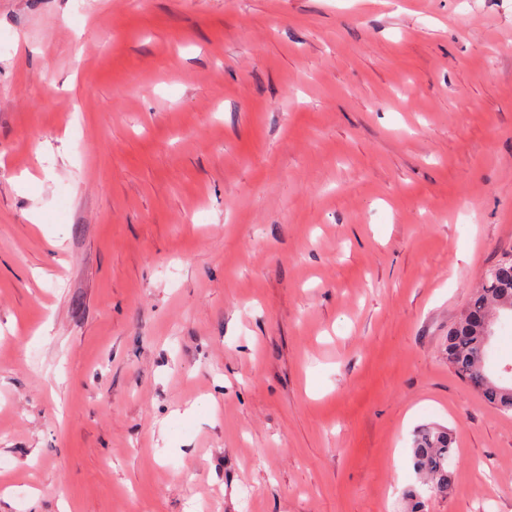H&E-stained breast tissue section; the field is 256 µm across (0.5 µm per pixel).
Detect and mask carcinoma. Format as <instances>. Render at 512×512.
Segmentation results:
<instances>
[{
    "label": "carcinoma",
    "mask_w": 512,
    "mask_h": 512,
    "mask_svg": "<svg viewBox=\"0 0 512 512\" xmlns=\"http://www.w3.org/2000/svg\"><path fill=\"white\" fill-rule=\"evenodd\" d=\"M512 313V252L487 269L466 311L448 329L445 354L448 364L472 389L504 412H512V384L494 379L488 366L494 326L503 313ZM453 439L442 427L417 430L412 448L420 480L434 496L448 497Z\"/></svg>",
    "instance_id": "cac0c4a2"
}]
</instances>
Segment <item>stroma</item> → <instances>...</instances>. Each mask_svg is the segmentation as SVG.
Masks as SVG:
<instances>
[{
  "label": "stroma",
  "instance_id": "35a3bbf8",
  "mask_svg": "<svg viewBox=\"0 0 512 512\" xmlns=\"http://www.w3.org/2000/svg\"><path fill=\"white\" fill-rule=\"evenodd\" d=\"M0 0V512H512L449 327L512 250V0ZM450 432L442 427L425 425L417 430L412 448L413 463L420 480L434 496L448 497L452 488L450 469L454 452Z\"/></svg>",
  "mask_w": 512,
  "mask_h": 512
}]
</instances>
